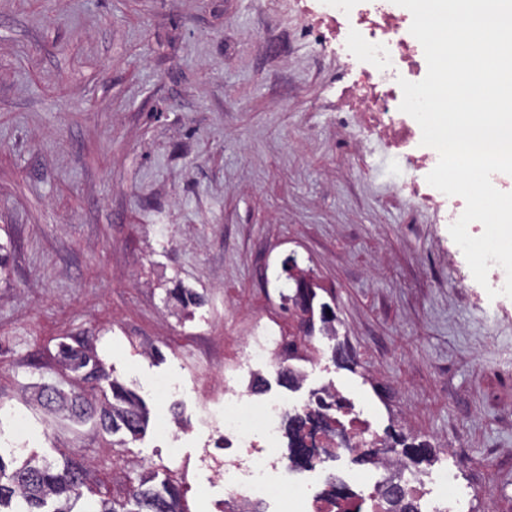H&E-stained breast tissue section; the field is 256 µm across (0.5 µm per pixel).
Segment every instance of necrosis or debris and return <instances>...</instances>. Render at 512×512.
Masks as SVG:
<instances>
[{"label": "necrosis or debris", "instance_id": "obj_1", "mask_svg": "<svg viewBox=\"0 0 512 512\" xmlns=\"http://www.w3.org/2000/svg\"><path fill=\"white\" fill-rule=\"evenodd\" d=\"M359 0H319L320 18L342 34L338 45L347 62L362 64L359 78L347 90L346 108L359 113L366 130L383 140L394 158L426 173L439 158L435 149L414 154L421 131L407 124L399 109L403 92L400 80L417 81L424 52L396 32L402 22L389 0H374L370 31H345ZM310 403L264 398L251 390L225 392L223 412H212L215 431L224 438V455L202 449L187 466L190 474L208 472L222 480L236 512H251L259 501H274L277 512H389L382 488L364 491L354 467L365 454L382 470L384 482L400 483L405 500L416 512H465L458 493V468L437 465L424 475L404 469L388 451L383 435L365 416L363 408L347 402L315 420ZM313 416L303 434L309 449L328 450L338 465L323 471L315 465L291 463L281 451L282 422L286 415Z\"/></svg>", "mask_w": 512, "mask_h": 512}]
</instances>
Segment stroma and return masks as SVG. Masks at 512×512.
<instances>
[{"mask_svg": "<svg viewBox=\"0 0 512 512\" xmlns=\"http://www.w3.org/2000/svg\"><path fill=\"white\" fill-rule=\"evenodd\" d=\"M310 4L0 0V448L20 412L18 460L84 464L88 499L143 468L177 478L259 323L309 368L294 387L263 371L265 395L354 392L381 432L462 445L479 512H512V300L497 309L443 211L398 192L384 143L340 111L353 74ZM291 255L336 338L297 335ZM183 288L199 301L180 306ZM65 345L140 397L139 436L38 406L48 388L112 401ZM159 378L181 386L176 458Z\"/></svg>", "mask_w": 512, "mask_h": 512, "instance_id": "obj_1", "label": "stroma"}]
</instances>
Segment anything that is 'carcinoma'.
Instances as JSON below:
<instances>
[{
  "label": "carcinoma",
  "instance_id": "cac0c4a2",
  "mask_svg": "<svg viewBox=\"0 0 512 512\" xmlns=\"http://www.w3.org/2000/svg\"><path fill=\"white\" fill-rule=\"evenodd\" d=\"M62 357L72 370L78 371L90 365L97 366L95 356L64 346ZM112 405L102 407L99 420L105 429L114 433L124 429L135 437L144 429L147 413L136 397L117 382L110 383ZM54 410L61 414L82 417L87 414L88 402L78 395L69 398H48ZM302 416L288 418V457L301 463L311 460L299 456L298 433ZM399 461L419 464L434 458L432 448L425 442L403 446L396 453ZM155 474L150 471L137 477V484L129 486L123 500L112 502L100 499L87 502V512H185L181 504V489L171 480L154 483ZM86 467L66 462L61 467L49 464L38 465L26 462L8 470L7 463L0 455V512H47L48 502L55 503L52 512H74L77 503L85 499Z\"/></svg>",
  "mask_w": 512,
  "mask_h": 512
}]
</instances>
